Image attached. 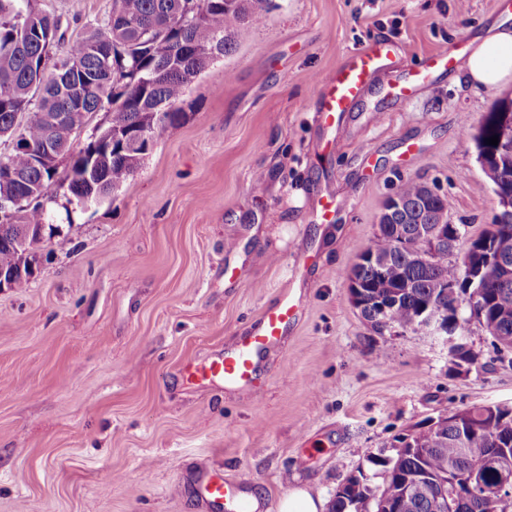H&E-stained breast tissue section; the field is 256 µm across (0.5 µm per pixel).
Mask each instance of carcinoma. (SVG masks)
Returning <instances> with one entry per match:
<instances>
[{
  "mask_svg": "<svg viewBox=\"0 0 512 512\" xmlns=\"http://www.w3.org/2000/svg\"><path fill=\"white\" fill-rule=\"evenodd\" d=\"M112 15L91 26L76 41L64 43L61 21L34 8L32 0H0V133L18 131V147L7 164L19 179L0 182V197L23 199L14 222L0 224V271L25 267L58 232L37 199L48 192L58 166L36 163L51 141L55 155L67 159L63 180L76 201L98 203L134 177L151 146L142 142L115 145L87 167L89 149L74 147V134L102 110L110 115L102 138L180 124L178 104L188 84L215 58L229 53L240 27L263 19L264 0H113ZM45 112L65 113V122L50 127ZM512 100L494 102L478 126L462 137L474 143L480 167L500 204L493 223L472 237L453 224L450 196L412 178L393 196L402 207L380 218L379 233L366 247L383 261L353 267L360 286L361 315L381 332L392 325L418 332L427 310L439 313L465 337L471 310L467 290L478 292L476 321L492 328L496 353L512 347ZM498 136V144L487 139ZM446 226L447 241L435 248L425 234ZM459 258L448 259L450 248ZM471 265L475 283L468 286L464 267ZM393 300L385 315L379 299ZM404 447L381 461L382 483L372 487L350 476L336 489L332 512H368L369 496L390 505V512H441L439 501L454 472L482 480L484 497L477 508L458 505L454 512H512V502L498 496L496 449L506 448L512 466V407L501 404L450 411L437 422L400 439Z\"/></svg>",
  "mask_w": 512,
  "mask_h": 512,
  "instance_id": "obj_1",
  "label": "carcinoma"
}]
</instances>
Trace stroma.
Wrapping results in <instances>:
<instances>
[{
  "mask_svg": "<svg viewBox=\"0 0 512 512\" xmlns=\"http://www.w3.org/2000/svg\"><path fill=\"white\" fill-rule=\"evenodd\" d=\"M33 4L72 41L113 0ZM499 13L500 0H266L133 179L87 206L45 200L60 234L28 288L0 289V512H201L187 483L201 465L262 501L303 488L329 502L349 476L381 484L416 425L512 405V365L477 321L467 365L438 337L376 332L346 281L400 180L437 184L468 235L492 222L461 129L512 83L478 89L457 66L410 100L392 89ZM377 38L400 46V69L324 128L317 77ZM322 192L346 202L330 224L312 220ZM284 290L300 318L249 390L184 381L186 363L231 347Z\"/></svg>",
  "mask_w": 512,
  "mask_h": 512,
  "instance_id": "1",
  "label": "stroma"
}]
</instances>
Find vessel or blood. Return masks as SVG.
Masks as SVG:
<instances>
[{
    "instance_id": "obj_1",
    "label": "vessel or blood",
    "mask_w": 512,
    "mask_h": 512,
    "mask_svg": "<svg viewBox=\"0 0 512 512\" xmlns=\"http://www.w3.org/2000/svg\"><path fill=\"white\" fill-rule=\"evenodd\" d=\"M400 56L395 44L378 39L351 50L343 63L318 80L319 111L328 128H336L362 97L370 77L378 70L397 65ZM448 57L436 54L415 70L407 71L395 92L411 97L420 84L446 71ZM300 313L293 294L281 292L275 304L265 308L255 326L244 331L237 342L213 357L188 363L184 376L191 383L217 382L245 389L254 385L265 354L283 344ZM191 489L206 512H260L261 506L244 493L240 483L225 480L220 472L202 467L190 475Z\"/></svg>"
}]
</instances>
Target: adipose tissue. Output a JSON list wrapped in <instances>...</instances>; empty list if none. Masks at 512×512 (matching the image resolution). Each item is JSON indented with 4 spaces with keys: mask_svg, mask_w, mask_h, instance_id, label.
I'll use <instances>...</instances> for the list:
<instances>
[{
    "mask_svg": "<svg viewBox=\"0 0 512 512\" xmlns=\"http://www.w3.org/2000/svg\"><path fill=\"white\" fill-rule=\"evenodd\" d=\"M463 69L470 84L494 89L512 82V25L494 22L468 46Z\"/></svg>",
    "mask_w": 512,
    "mask_h": 512,
    "instance_id": "obj_1",
    "label": "adipose tissue"
}]
</instances>
